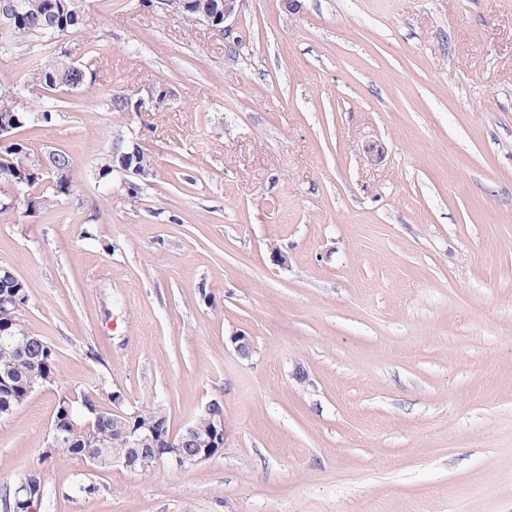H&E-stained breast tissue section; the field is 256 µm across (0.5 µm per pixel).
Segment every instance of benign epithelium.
<instances>
[{
	"label": "benign epithelium",
	"instance_id": "obj_1",
	"mask_svg": "<svg viewBox=\"0 0 512 512\" xmlns=\"http://www.w3.org/2000/svg\"><path fill=\"white\" fill-rule=\"evenodd\" d=\"M243 2L244 0H222L226 25L219 28V32L226 36L231 34L227 22L240 14ZM140 154L141 150L136 146L125 151L116 147L112 149V167H118L145 179L152 175V172L143 167ZM122 402V397L112 395V413L120 416L117 423L122 430L121 447L89 456L90 462L96 467L122 466L132 470L138 458V452L153 445L156 464L167 465L175 470H184L211 459L224 448V414L217 412V404L214 400L205 406L204 413L183 432L177 435L171 433L167 437L162 436L164 431L162 417L156 415L153 408L144 407L127 414L120 410ZM201 431L207 436L205 447H189V444L198 441ZM42 497V490L32 488L26 482L21 483L14 490L13 512H39Z\"/></svg>",
	"mask_w": 512,
	"mask_h": 512
}]
</instances>
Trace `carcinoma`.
<instances>
[{
	"label": "carcinoma",
	"instance_id": "cac0c4a2",
	"mask_svg": "<svg viewBox=\"0 0 512 512\" xmlns=\"http://www.w3.org/2000/svg\"><path fill=\"white\" fill-rule=\"evenodd\" d=\"M18 13L7 25H0V43L22 39H36L45 43L48 49L46 60L40 67L22 75L26 87H38L42 91H52L63 85L72 89L86 85L92 77L96 64L94 52H89L86 62L75 65L71 63L64 38L77 33L82 25V16L78 0H17ZM60 112V105L53 99L38 101L22 107L16 97L0 92V116L14 119L15 128L27 125L45 126L52 123ZM29 150L21 141L7 142L0 145V213H7L24 208L27 214H35L50 205L55 197L67 195L71 191L72 160L63 151L57 152L56 165L66 173L64 179L46 187L30 203L21 198L12 201V197L3 193V188L14 184L25 188V182L35 177L36 169L21 165L28 158ZM10 317H0V415L8 414L26 399V389L30 380L40 374L49 379H56L58 365L53 346L36 337L27 341L20 335H12L3 328ZM59 401L71 411V421L80 425L87 409L96 407L95 402L83 395L73 400L66 395ZM97 440L107 447H112V413L104 412L103 420L96 433ZM85 436L80 429H71L66 433L63 443L51 449L46 456L51 458L79 457L90 452L81 446Z\"/></svg>",
	"mask_w": 512,
	"mask_h": 512
}]
</instances>
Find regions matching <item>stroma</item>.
Segmentation results:
<instances>
[{
    "mask_svg": "<svg viewBox=\"0 0 512 512\" xmlns=\"http://www.w3.org/2000/svg\"><path fill=\"white\" fill-rule=\"evenodd\" d=\"M79 6L66 44L95 76L18 133L71 156L72 191L0 214L19 319L59 367L0 417V490L38 473L51 512H512V0H245L236 48L158 2ZM43 57L0 44V91ZM155 82L160 108L111 110ZM133 142L152 176L98 179ZM116 391L176 433L219 400L223 451L43 461L62 394Z\"/></svg>",
    "mask_w": 512,
    "mask_h": 512,
    "instance_id": "stroma-1",
    "label": "stroma"
}]
</instances>
